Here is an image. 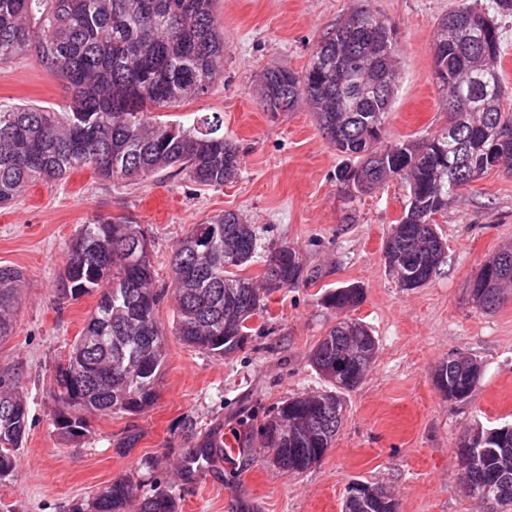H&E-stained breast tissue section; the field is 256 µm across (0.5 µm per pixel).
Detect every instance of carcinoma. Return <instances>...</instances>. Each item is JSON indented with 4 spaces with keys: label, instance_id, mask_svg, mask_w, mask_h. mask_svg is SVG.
<instances>
[{
    "label": "carcinoma",
    "instance_id": "1",
    "mask_svg": "<svg viewBox=\"0 0 512 512\" xmlns=\"http://www.w3.org/2000/svg\"><path fill=\"white\" fill-rule=\"evenodd\" d=\"M215 0H0V65L34 55L43 68L72 91L64 112L0 101V207L37 182L52 183L88 168L116 182L149 178L171 169L204 187H221L239 170V151L224 139L221 117H200L192 125H162L150 112L207 94L224 69V30L214 17ZM437 27L450 30L433 43L434 76L452 109L448 124L431 136L381 147L397 73L395 25L360 9L336 24L317 44L302 72L267 69L262 99L267 110L287 112L303 101L344 158L336 180L346 184L359 171L369 193L393 179L405 182L409 198L386 239V268L398 286L426 269L436 277L447 262V245L433 214L448 210L458 190L490 169L488 152L512 166V111L503 108L498 23L478 3L461 0ZM258 238L236 212H222L195 224L171 257L175 333L196 349L224 357L245 338L246 322L263 311L278 288L314 278L300 252L282 244L265 260L261 282L240 274L254 261ZM487 263L498 282L473 285L478 309L494 312L512 296V245ZM150 241L130 217L92 216L69 247L56 290L62 299L100 293L97 305L68 356L58 366L54 388L64 410L56 429L79 438L91 433L90 415H137L154 403L166 356V333L156 318ZM23 272L0 266V336L9 335ZM364 298L355 284L326 293L322 303L353 309ZM347 324L337 323L313 348L310 361L333 390L315 402L304 396L277 406L258 429L263 447L276 450L285 474L320 462L336 439L343 416L336 395L358 388L360 367L378 346L370 331L353 347ZM473 358L457 355L435 370L449 394H465L481 379ZM29 412L18 379L0 372V478L16 468V451L28 429ZM466 485L486 504L512 507V442L469 467ZM378 497L350 512H397L382 487ZM136 494L130 479L113 481L72 512H126ZM174 495L146 496L139 512H178Z\"/></svg>",
    "mask_w": 512,
    "mask_h": 512
}]
</instances>
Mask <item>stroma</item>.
Returning <instances> with one entry per match:
<instances>
[{"label":"stroma","mask_w":512,"mask_h":512,"mask_svg":"<svg viewBox=\"0 0 512 512\" xmlns=\"http://www.w3.org/2000/svg\"><path fill=\"white\" fill-rule=\"evenodd\" d=\"M460 0H216L224 29V70L201 98L153 111L161 123L192 113L224 119V137L240 152L236 177L219 188L167 173L114 184L91 170L31 185L0 207V265L22 270L25 287L13 331L0 340V371L17 373L30 430L17 469L0 479V512H71L113 481L133 478L139 500L175 492L179 512H343L354 481L390 490L397 512H487L463 484L458 445L467 430L512 424V298L491 314L469 295V282L500 248L512 244V172L492 170L462 188L437 230L447 261L427 285L401 288L384 265L385 240L409 195L392 180L351 197L336 179L343 159L306 104L271 112L261 96L264 70L302 71L336 22L366 7L399 30V82L384 145L438 131L446 122L433 80L435 25ZM67 83L36 57L0 65V100L65 109ZM234 211L254 224L268 248H297L317 279L273 293L252 317L242 349L218 357L183 344L175 307L156 317L167 334L157 399L144 413L94 415L92 432L72 440L53 425L60 409L54 375L80 336L98 296L60 299L56 277L69 244L91 216H129L151 240L156 282H171L170 258L193 225ZM356 284L365 298L342 312L321 299ZM353 319L378 342L363 384L343 393V424L323 459L285 474L270 462L258 429L282 401L322 392L312 348L332 326ZM476 359L482 378L472 397L446 400L435 369L455 354ZM224 463L198 477L178 470L215 437Z\"/></svg>","instance_id":"35a3bbf8"}]
</instances>
